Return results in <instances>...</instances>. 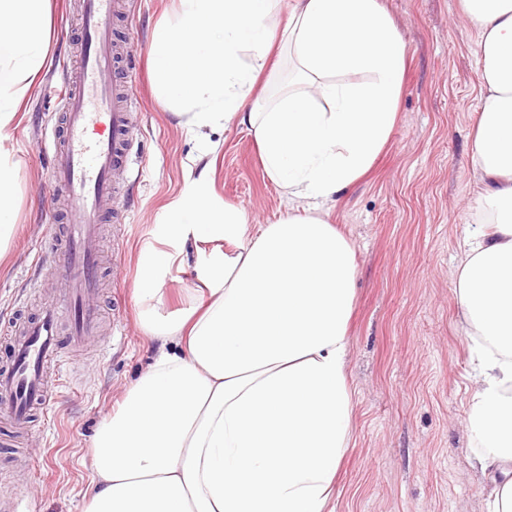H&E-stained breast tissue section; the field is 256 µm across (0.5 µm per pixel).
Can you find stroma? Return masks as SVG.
Here are the masks:
<instances>
[{
  "label": "stroma",
  "mask_w": 512,
  "mask_h": 512,
  "mask_svg": "<svg viewBox=\"0 0 512 512\" xmlns=\"http://www.w3.org/2000/svg\"><path fill=\"white\" fill-rule=\"evenodd\" d=\"M406 43L398 120L372 167L343 190L331 223L350 235L357 274L349 321L354 441L338 473L334 512H488L486 478L472 466L466 428L473 392L471 342L458 325L454 270L475 221L470 174L480 70L475 32L458 0H383ZM79 0H51L46 62L22 102L9 143L17 150L18 237L0 264V327L34 318L60 285L38 259L51 255L52 185L44 146L61 108L60 55L77 37ZM178 0H130L115 21L129 56L131 154L119 181L126 208L105 222L101 334L47 373L58 388L49 412L34 410L12 447L0 423V512H80L84 463L113 403L151 363L155 348L137 325L136 260L168 249L167 207L209 142L220 143L217 195L269 224L288 200L265 177L247 129L187 134L160 97L150 70L154 27ZM205 256L194 242L162 273L166 310L198 284Z\"/></svg>",
  "instance_id": "stroma-1"
}]
</instances>
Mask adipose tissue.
I'll return each instance as SVG.
<instances>
[{"mask_svg": "<svg viewBox=\"0 0 512 512\" xmlns=\"http://www.w3.org/2000/svg\"><path fill=\"white\" fill-rule=\"evenodd\" d=\"M153 35V77L188 133L246 127L290 201L271 224L218 200L213 166L168 208L171 251L138 261L140 323L161 351L98 430L84 512H333L352 442L347 336L355 248L330 204L396 125L405 42L381 0H179ZM481 64L471 148L481 224L456 265L473 341L467 429L512 512V0H461ZM49 0H0V263L17 235L4 132L47 54ZM296 85L255 97L274 49ZM209 245L194 305L160 312V277L186 241Z\"/></svg>", "mask_w": 512, "mask_h": 512, "instance_id": "adipose-tissue-1", "label": "adipose tissue"}]
</instances>
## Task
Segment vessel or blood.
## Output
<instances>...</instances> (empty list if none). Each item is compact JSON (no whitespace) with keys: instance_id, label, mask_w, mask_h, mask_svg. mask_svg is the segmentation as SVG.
<instances>
[{"instance_id":"1","label":"vessel or blood","mask_w":512,"mask_h":512,"mask_svg":"<svg viewBox=\"0 0 512 512\" xmlns=\"http://www.w3.org/2000/svg\"><path fill=\"white\" fill-rule=\"evenodd\" d=\"M123 0H82L80 61L65 74L64 106L50 162V178L63 196L65 232L54 256L64 284L62 306H47L41 316L8 338L10 365L0 370V417L25 425L33 405H48L52 387L49 362L64 344L77 347L96 335L99 322V227L113 203V172L126 166L132 123L127 80L112 39V18Z\"/></svg>"}]
</instances>
